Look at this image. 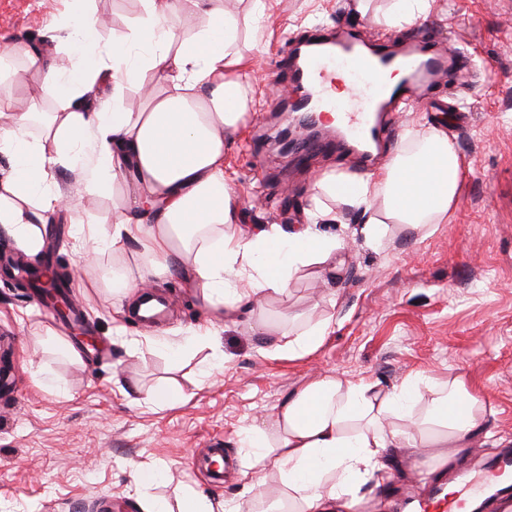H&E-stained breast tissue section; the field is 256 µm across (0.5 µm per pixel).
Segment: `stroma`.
Listing matches in <instances>:
<instances>
[{
    "mask_svg": "<svg viewBox=\"0 0 512 512\" xmlns=\"http://www.w3.org/2000/svg\"><path fill=\"white\" fill-rule=\"evenodd\" d=\"M239 0V34L260 38L263 53L245 70L250 110L225 138L224 167L234 174L240 225L302 223L311 185L328 170L359 176L351 154L326 153L288 163L271 149L251 150L268 122L271 86L281 85L289 40L316 27L347 25L381 41L425 35L471 59L466 77L447 76L429 91V106L409 104L396 119L398 135L445 126L465 161L453 220L427 233L390 227L380 248L368 246L358 212L317 233L344 243L345 263L331 271L297 272L287 293L266 297L257 316L219 326L213 345L193 346L207 313L181 279L161 278L155 291L164 316L149 328L127 308L113 306L96 283L112 267L106 253L75 244L68 214L54 217L45 261L68 269L69 297L99 336L100 349L81 340L37 305L32 288L0 276V512H109L124 502L142 512L134 492L139 468L160 471L152 496L175 502L187 489L209 497L215 512H249L240 495L263 474L246 469L240 438L271 418L281 400L325 375L400 384L419 374H461L488 407L482 433L449 464L452 482L480 481L478 465L512 448V0H435L421 24L387 30L389 0H371L366 15L351 0ZM88 12L99 34L119 41L143 12L141 0H0V52L26 61L31 37H42ZM332 326L301 357L286 345L317 320ZM53 334L82 348L71 357L46 343ZM173 384L183 399L163 408L149 392ZM223 449L232 464L221 487L192 469V458ZM385 489L367 486L366 512L423 493L411 449L390 455Z\"/></svg>",
    "mask_w": 512,
    "mask_h": 512,
    "instance_id": "35a3bbf8",
    "label": "stroma"
}]
</instances>
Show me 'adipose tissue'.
<instances>
[{"label": "adipose tissue", "instance_id": "obj_1", "mask_svg": "<svg viewBox=\"0 0 512 512\" xmlns=\"http://www.w3.org/2000/svg\"><path fill=\"white\" fill-rule=\"evenodd\" d=\"M192 2L197 24L182 42L172 26L178 0H143V16L121 42H101L95 22L83 18L73 25L79 54L27 52L39 99L57 108L15 112L0 98V154L8 160L0 172V231L19 248L41 252L53 216L68 213L80 238L131 256L102 282L113 299L177 276L215 326L253 314L266 296L287 291L300 269L342 263V243L313 230L340 220L324 197L359 212L374 247L387 224L419 231L450 222L464 162L446 131L433 127L381 170L359 177L354 193L338 194L339 174H323L302 226L239 229L224 136L249 109L240 72L262 45L240 39L226 0ZM131 87L142 95V111L122 104ZM56 166L73 174L75 190L54 181ZM129 171L134 190L101 222L85 197L111 195ZM485 411L461 375H413L391 387L326 375L285 398L270 428L246 430L245 462L275 474L284 489L263 512H350L363 485L385 480L392 449H417L418 472L445 468L481 433Z\"/></svg>", "mask_w": 512, "mask_h": 512}]
</instances>
